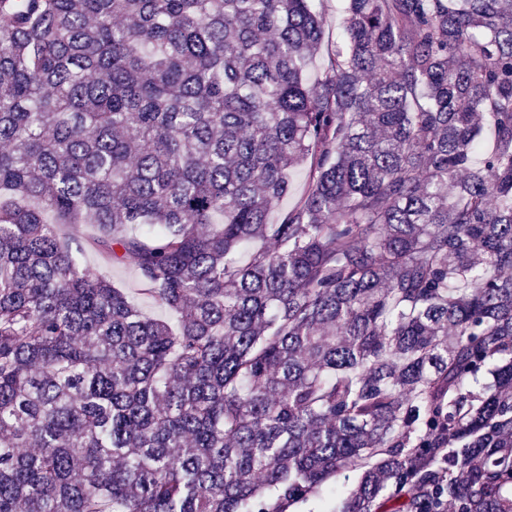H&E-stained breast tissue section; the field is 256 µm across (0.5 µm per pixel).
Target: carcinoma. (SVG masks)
I'll return each mask as SVG.
<instances>
[{
	"label": "carcinoma",
	"instance_id": "cac0c4a2",
	"mask_svg": "<svg viewBox=\"0 0 512 512\" xmlns=\"http://www.w3.org/2000/svg\"><path fill=\"white\" fill-rule=\"evenodd\" d=\"M319 4L0 0V512H512V0ZM343 3L342 0H327L324 3L326 40L329 43L336 42V39H341L342 37L341 18L343 15ZM85 261L106 273L113 281L127 288L131 296L137 301L143 309L153 316H166V312L153 304L143 295L138 294L139 288L135 269L132 266H112V264L94 248L92 242L88 239L85 242ZM358 477V472L344 470L308 501L290 506L288 512H324L332 510L335 504L341 501L356 486ZM331 488L334 489L333 493L330 491Z\"/></svg>",
	"mask_w": 512,
	"mask_h": 512
}]
</instances>
